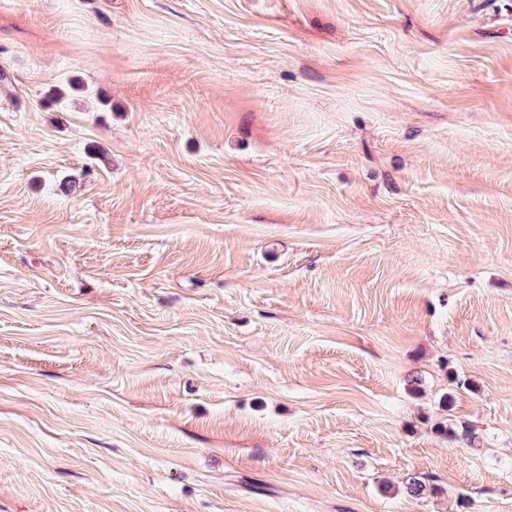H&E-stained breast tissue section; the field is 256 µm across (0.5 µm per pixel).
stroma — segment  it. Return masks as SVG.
Listing matches in <instances>:
<instances>
[{"label":"stroma","instance_id":"1","mask_svg":"<svg viewBox=\"0 0 512 512\" xmlns=\"http://www.w3.org/2000/svg\"><path fill=\"white\" fill-rule=\"evenodd\" d=\"M0 512H512V0H0Z\"/></svg>","mask_w":512,"mask_h":512}]
</instances>
